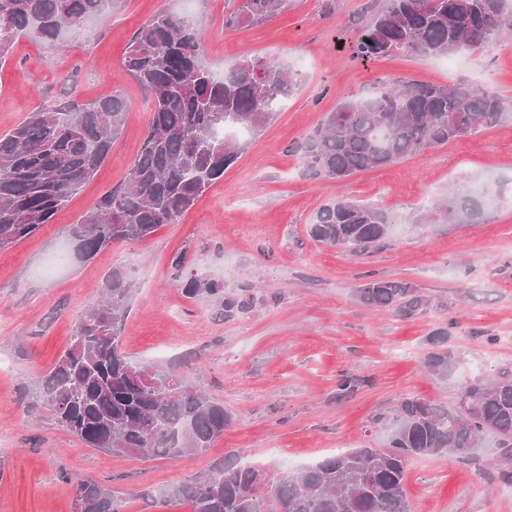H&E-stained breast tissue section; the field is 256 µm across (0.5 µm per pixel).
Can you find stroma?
<instances>
[{
    "instance_id": "35a3bbf8",
    "label": "stroma",
    "mask_w": 512,
    "mask_h": 512,
    "mask_svg": "<svg viewBox=\"0 0 512 512\" xmlns=\"http://www.w3.org/2000/svg\"><path fill=\"white\" fill-rule=\"evenodd\" d=\"M241 2L114 0L105 20L66 32L64 48L24 36L0 65V136L72 92L81 102L118 94L128 106L97 175L48 224L0 250V512H74L75 483L88 478L122 497L125 512H190L165 491L225 458L287 472L340 450L382 448L386 434L371 419L402 398L451 406L462 385L512 367V120L343 181L313 175L304 158L307 136L339 97L362 99L398 79L482 86L512 109V39L450 59L401 50L360 62L348 44L384 0H282L264 20L226 25ZM161 11L198 25L213 70L264 56L302 84L179 223L84 259L73 226L125 176L151 115L125 52ZM454 193L495 205L480 224L425 220ZM338 196L394 216L383 246L351 256L310 237L319 208ZM179 260L184 277L250 290L252 310L228 320L216 298L186 297ZM116 270L131 288L121 331L129 359L173 371L233 415L206 453L111 456L60 426L39 394ZM369 273L413 284L429 308L403 319L363 305L356 289ZM444 326L456 367L441 381L421 359ZM345 373L359 384L343 396ZM406 492L413 512H512V485L482 460L412 458Z\"/></svg>"
}]
</instances>
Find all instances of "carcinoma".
I'll list each match as a JSON object with an SVG mask.
<instances>
[{
	"label": "carcinoma",
	"mask_w": 512,
	"mask_h": 512,
	"mask_svg": "<svg viewBox=\"0 0 512 512\" xmlns=\"http://www.w3.org/2000/svg\"><path fill=\"white\" fill-rule=\"evenodd\" d=\"M281 0H243L227 16L238 25L269 17ZM112 0H0V64L22 36L59 43L91 19H104ZM512 31V0H384L351 41V57L366 61L394 50L449 56L487 48ZM199 33L186 16L160 12L134 34L124 64L151 95L152 117L130 171L74 227L83 258L116 242L143 240L173 224L245 149L224 130L260 131L299 86L297 73L278 61L247 59L219 76L201 60ZM127 107L118 96L81 103L59 101L0 136V249L34 234L93 178L121 135ZM507 116L503 99L465 83L394 81L363 100L340 99L336 110L306 140L314 174L337 181L391 165ZM492 200L454 205L475 220ZM391 215L380 207L338 197L324 204L310 236L351 255L390 234ZM129 285L112 273L107 297L88 306L70 346L40 385L55 420L89 448L120 457L178 459L202 453L224 435L232 415L224 404L176 375L131 362L121 348ZM189 298L216 296L217 285L192 276ZM367 307L392 309L403 319L425 312L428 300L414 285L366 276L357 289ZM224 318L248 313L254 294L222 297ZM423 367L445 380L455 365L445 348L448 330L426 339ZM387 432L385 448H354L274 479L267 470L227 461L165 496L191 512H411L405 488L412 457L448 454L476 458L488 435L498 480L512 483V370L463 386L454 407L406 398L372 420ZM74 502L84 512H124L121 497L92 479L79 480Z\"/></svg>",
	"instance_id": "carcinoma-1"
}]
</instances>
